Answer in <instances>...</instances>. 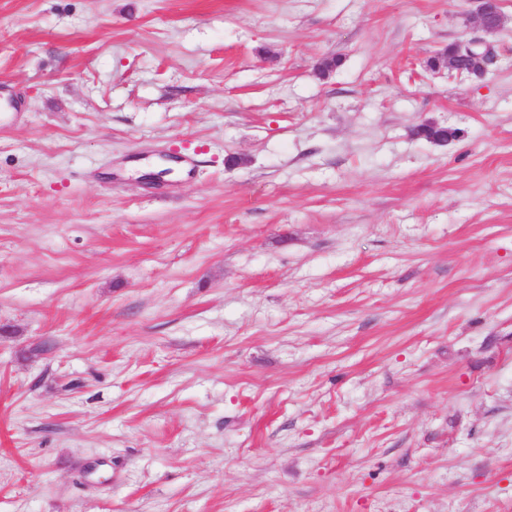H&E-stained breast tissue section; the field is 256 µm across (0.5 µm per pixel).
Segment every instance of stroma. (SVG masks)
Instances as JSON below:
<instances>
[{"instance_id": "1", "label": "stroma", "mask_w": 512, "mask_h": 512, "mask_svg": "<svg viewBox=\"0 0 512 512\" xmlns=\"http://www.w3.org/2000/svg\"><path fill=\"white\" fill-rule=\"evenodd\" d=\"M501 8L0 0V512H512ZM476 23L485 35L498 32L504 22L499 0H479ZM471 47L476 49V42L471 41ZM474 49H469L463 51L460 48H456L457 53L450 60L445 58L444 61L439 63L437 70L435 71H444L443 69H447L449 72L452 71L453 65L457 60H465L469 65V75H472L475 71H482V75L487 70L488 60L485 54H477ZM481 75V76H482Z\"/></svg>"}]
</instances>
